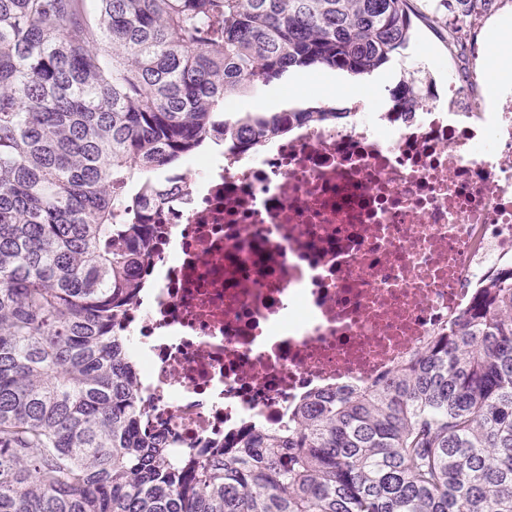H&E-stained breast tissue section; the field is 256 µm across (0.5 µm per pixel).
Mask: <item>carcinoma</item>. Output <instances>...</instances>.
Returning a JSON list of instances; mask_svg holds the SVG:
<instances>
[{
  "instance_id": "carcinoma-1",
  "label": "carcinoma",
  "mask_w": 512,
  "mask_h": 512,
  "mask_svg": "<svg viewBox=\"0 0 512 512\" xmlns=\"http://www.w3.org/2000/svg\"><path fill=\"white\" fill-rule=\"evenodd\" d=\"M0 0V512H512V271L427 347L208 462L140 432L114 331L143 215L204 149L349 116L224 112L292 67L369 74L408 0ZM497 0H440L448 38ZM409 110L414 75L391 91Z\"/></svg>"
}]
</instances>
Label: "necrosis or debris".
Masks as SVG:
<instances>
[{
    "mask_svg": "<svg viewBox=\"0 0 512 512\" xmlns=\"http://www.w3.org/2000/svg\"><path fill=\"white\" fill-rule=\"evenodd\" d=\"M455 57L463 78L412 118L360 104L171 174L118 325L142 432L212 458L393 369L512 266V85L486 104L473 49Z\"/></svg>",
    "mask_w": 512,
    "mask_h": 512,
    "instance_id": "obj_1",
    "label": "necrosis or debris"
}]
</instances>
